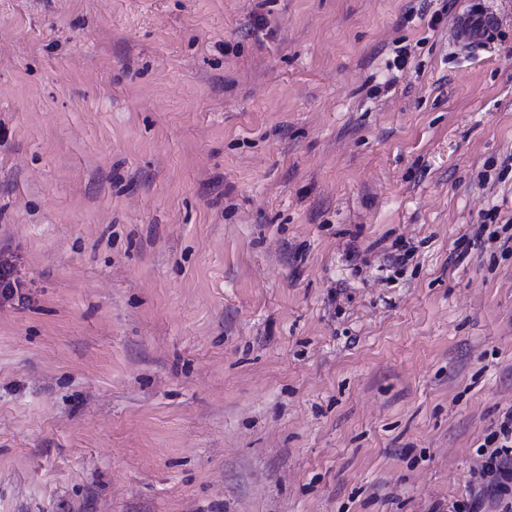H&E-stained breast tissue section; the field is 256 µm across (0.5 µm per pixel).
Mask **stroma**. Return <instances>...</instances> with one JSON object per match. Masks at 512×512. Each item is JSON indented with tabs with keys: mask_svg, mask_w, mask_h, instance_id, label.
Here are the masks:
<instances>
[{
	"mask_svg": "<svg viewBox=\"0 0 512 512\" xmlns=\"http://www.w3.org/2000/svg\"><path fill=\"white\" fill-rule=\"evenodd\" d=\"M465 2L0 0V512L473 492L512 408V0L458 53Z\"/></svg>",
	"mask_w": 512,
	"mask_h": 512,
	"instance_id": "stroma-1",
	"label": "stroma"
}]
</instances>
